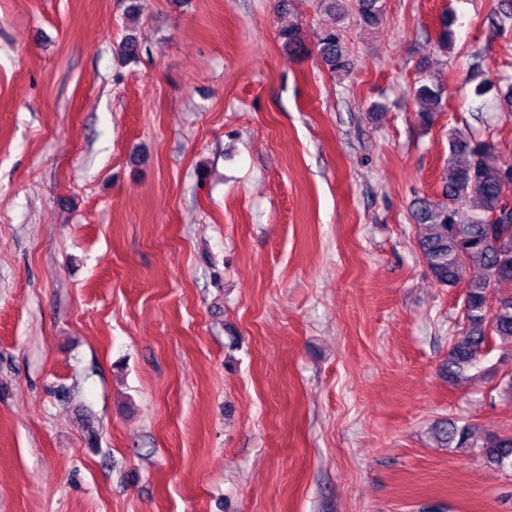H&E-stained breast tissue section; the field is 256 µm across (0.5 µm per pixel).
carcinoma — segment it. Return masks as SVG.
<instances>
[{"label": "carcinoma", "mask_w": 512, "mask_h": 512, "mask_svg": "<svg viewBox=\"0 0 512 512\" xmlns=\"http://www.w3.org/2000/svg\"><path fill=\"white\" fill-rule=\"evenodd\" d=\"M384 9V0H355L356 22L372 29L382 22ZM454 25V17L446 12L437 20V44L444 54L454 47ZM279 38L290 52H306L300 27L281 30ZM314 51L331 73L349 71L341 28L332 25L322 30ZM413 97L418 106L416 121L431 128L443 109L441 84L428 74L413 87ZM448 146L441 174L446 202L419 198L412 217L424 228L417 246L435 284L466 285L463 326L451 338L441 367L448 383L455 384L478 367L497 343L512 346V294L497 293L500 285L512 284V202L507 198V191L512 190V165L500 158L489 138L451 129ZM470 265L480 267L482 274L465 282L464 271ZM430 434L439 448L475 452L487 464L512 471V435L485 433L473 424L448 419L436 421Z\"/></svg>", "instance_id": "obj_1"}]
</instances>
